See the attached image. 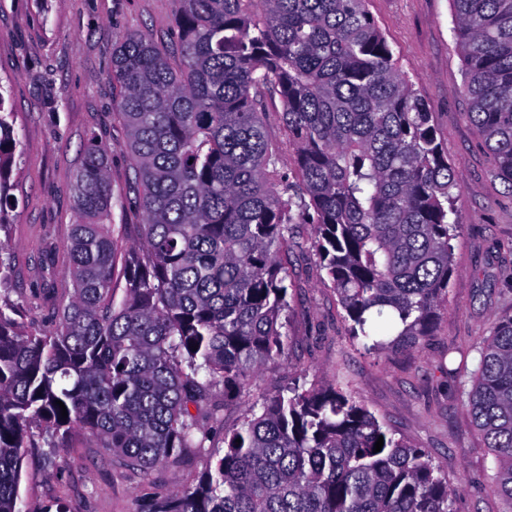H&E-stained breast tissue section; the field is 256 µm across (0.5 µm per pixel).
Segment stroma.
<instances>
[{"instance_id": "35a3bbf8", "label": "stroma", "mask_w": 512, "mask_h": 512, "mask_svg": "<svg viewBox=\"0 0 512 512\" xmlns=\"http://www.w3.org/2000/svg\"><path fill=\"white\" fill-rule=\"evenodd\" d=\"M368 9L427 102L457 184L462 229L452 242L447 311L434 333L416 350L365 352L348 336L333 291L313 276L316 255L305 252L289 297L285 357L251 373L235 396L214 389L202 447L143 471L76 430L60 447L29 450L26 501L63 512H147L152 501L196 484L211 457L223 455L224 430L248 404L319 375L347 382L397 436L432 456L455 494L454 512H503L492 452L471 427L465 403L480 348L496 318L512 313V183L468 118L451 0H368ZM174 16L175 0H0V85L22 145L11 175L12 286L37 327L48 325L44 288L62 285L68 267L73 180L89 138L109 157L112 224L143 221L123 149L120 89L110 78L112 50L129 33L169 43ZM50 251L56 262L47 272L41 261ZM50 465L61 467L58 477L45 478Z\"/></svg>"}]
</instances>
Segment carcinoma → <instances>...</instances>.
Returning <instances> with one entry per match:
<instances>
[{"mask_svg": "<svg viewBox=\"0 0 512 512\" xmlns=\"http://www.w3.org/2000/svg\"><path fill=\"white\" fill-rule=\"evenodd\" d=\"M367 2L175 0L178 61L147 34L116 45L144 223L124 226L131 244L118 251L106 152L90 142L49 329L28 326L11 298L0 239V512H48L20 494L37 434L54 448L85 430L141 470L200 447L212 387L228 394L285 353L302 224L350 336L380 350L431 333L461 229L456 183ZM452 2L469 119L512 182V0ZM276 97L294 182L265 121ZM6 103L0 86V232L22 152ZM466 411L512 512V314L480 349ZM224 445L195 487L152 512H452L428 453L339 381L316 377L249 405Z\"/></svg>", "mask_w": 512, "mask_h": 512, "instance_id": "carcinoma-1", "label": "carcinoma"}]
</instances>
